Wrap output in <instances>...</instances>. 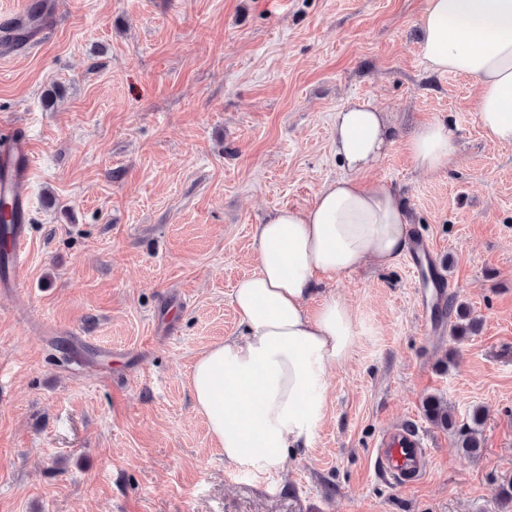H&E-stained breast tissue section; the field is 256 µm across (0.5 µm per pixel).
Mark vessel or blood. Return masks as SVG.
<instances>
[{
    "label": "vessel or blood",
    "instance_id": "b4317fda",
    "mask_svg": "<svg viewBox=\"0 0 512 512\" xmlns=\"http://www.w3.org/2000/svg\"><path fill=\"white\" fill-rule=\"evenodd\" d=\"M33 166L31 146L25 130L18 125L0 132V194L16 205L15 223L5 240V247L15 261H22L28 236L25 220L27 206L21 187ZM377 459L383 473L394 484L403 486L421 465L423 440L414 427L393 426L380 437Z\"/></svg>",
    "mask_w": 512,
    "mask_h": 512
}]
</instances>
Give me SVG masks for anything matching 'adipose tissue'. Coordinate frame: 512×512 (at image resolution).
Segmentation results:
<instances>
[{"label":"adipose tissue","mask_w":512,"mask_h":512,"mask_svg":"<svg viewBox=\"0 0 512 512\" xmlns=\"http://www.w3.org/2000/svg\"><path fill=\"white\" fill-rule=\"evenodd\" d=\"M419 38L432 71L476 80L485 136L512 147V0H427ZM391 144L372 102L346 105L334 137L344 175L326 181L309 207L280 209L254 229L255 270L232 293L243 333L201 353L191 375L197 413L225 460L243 469L277 473L290 451L310 447L325 417V375L357 343L351 307L317 293L318 276L389 269L407 247L398 193L362 178ZM408 147L415 167L440 171L452 132L440 121L421 125Z\"/></svg>","instance_id":"1"}]
</instances>
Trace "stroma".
<instances>
[{
  "label": "stroma",
  "instance_id": "35a3bbf8",
  "mask_svg": "<svg viewBox=\"0 0 512 512\" xmlns=\"http://www.w3.org/2000/svg\"><path fill=\"white\" fill-rule=\"evenodd\" d=\"M426 2L52 0L41 42L0 52V124L34 158L27 264L0 288V512H512V148L484 136L476 80L428 68ZM357 100L393 127L369 179L482 327L453 340L403 258L321 277L357 345L311 446L249 471L195 411L192 364L243 329L255 225L343 174L333 126ZM436 120L454 150L427 173L407 141ZM430 396L460 424L483 409L479 455ZM401 423L425 445L405 487L375 456ZM424 412L426 417L435 425L452 431L457 436V446L469 456H476L482 448V434L479 426L482 424L483 410L476 407L470 414L472 426L469 423L459 426L454 414L440 398L430 397L425 401Z\"/></svg>",
  "mask_w": 512,
  "mask_h": 512
}]
</instances>
